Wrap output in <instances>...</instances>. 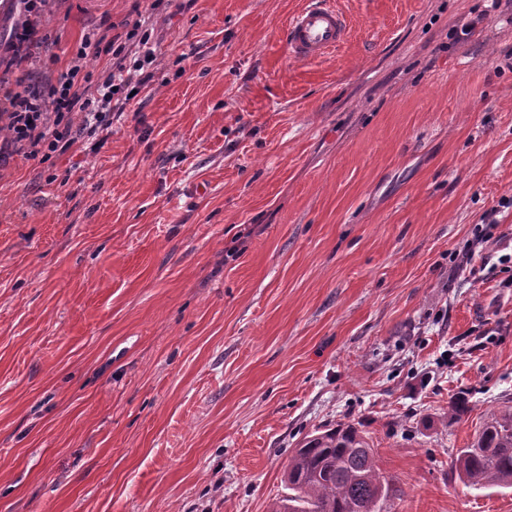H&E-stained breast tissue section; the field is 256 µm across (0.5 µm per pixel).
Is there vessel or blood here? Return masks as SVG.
<instances>
[{
    "label": "vessel or blood",
    "instance_id": "obj_1",
    "mask_svg": "<svg viewBox=\"0 0 512 512\" xmlns=\"http://www.w3.org/2000/svg\"><path fill=\"white\" fill-rule=\"evenodd\" d=\"M349 23L334 0H309L288 22L286 45L293 59L315 61L344 44Z\"/></svg>",
    "mask_w": 512,
    "mask_h": 512
}]
</instances>
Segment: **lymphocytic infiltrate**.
I'll use <instances>...</instances> for the list:
<instances>
[{
  "label": "lymphocytic infiltrate",
  "instance_id": "obj_1",
  "mask_svg": "<svg viewBox=\"0 0 512 512\" xmlns=\"http://www.w3.org/2000/svg\"><path fill=\"white\" fill-rule=\"evenodd\" d=\"M50 2L19 0L25 20L12 27L0 47V116L9 129V146L0 147V161L10 152L27 160H46L68 151L79 137L99 135L105 130L104 119L116 93L136 90L151 77L155 53L138 19L126 34L127 40H137L141 47L134 62L126 60L125 43L92 34L81 40L55 84L44 91L25 85V75L53 46L50 35L39 31L40 18ZM92 53L112 55V71L106 77L94 78L87 70L86 59ZM77 113L83 116L78 128L72 123Z\"/></svg>",
  "mask_w": 512,
  "mask_h": 512
}]
</instances>
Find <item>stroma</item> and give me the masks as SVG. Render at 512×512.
<instances>
[{
  "label": "stroma",
  "mask_w": 512,
  "mask_h": 512,
  "mask_svg": "<svg viewBox=\"0 0 512 512\" xmlns=\"http://www.w3.org/2000/svg\"><path fill=\"white\" fill-rule=\"evenodd\" d=\"M307 2L42 17V84L139 14L156 60L101 145L0 165V512H270L339 423L381 512H512L455 469L512 405V0H335L298 61ZM350 28L331 0H312L288 22L286 45L293 59L315 61L347 41Z\"/></svg>",
  "instance_id": "1"
}]
</instances>
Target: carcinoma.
Listing matches in <instances>:
<instances>
[{
	"mask_svg": "<svg viewBox=\"0 0 512 512\" xmlns=\"http://www.w3.org/2000/svg\"><path fill=\"white\" fill-rule=\"evenodd\" d=\"M458 476L477 489H512V406L490 414L456 458ZM288 494L272 512H380L388 496L358 429L338 424L308 436L288 458Z\"/></svg>",
	"mask_w": 512,
	"mask_h": 512,
	"instance_id": "obj_1",
	"label": "carcinoma"
}]
</instances>
